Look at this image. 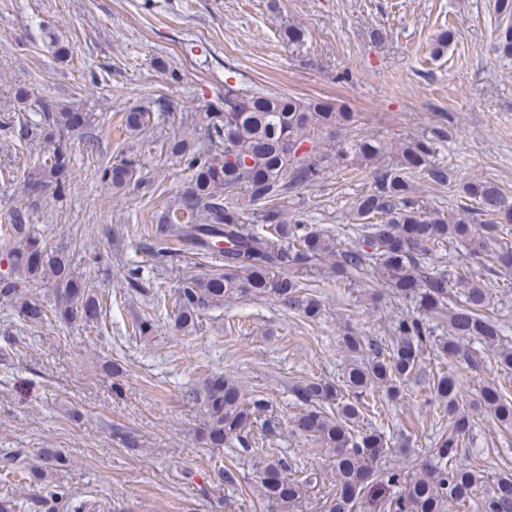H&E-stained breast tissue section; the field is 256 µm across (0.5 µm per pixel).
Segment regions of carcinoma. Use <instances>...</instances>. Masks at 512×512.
<instances>
[{
    "label": "carcinoma",
    "mask_w": 512,
    "mask_h": 512,
    "mask_svg": "<svg viewBox=\"0 0 512 512\" xmlns=\"http://www.w3.org/2000/svg\"><path fill=\"white\" fill-rule=\"evenodd\" d=\"M499 26L493 50L512 64V0H495ZM281 37L292 51L306 47L305 32L283 27ZM38 119L14 127L19 140L39 132L51 149L27 174L24 190L37 202L50 194L63 196L72 153L70 134L91 125L92 114L71 103L42 100ZM151 112L133 108L123 125L132 135L148 132ZM209 144L197 146L177 136L167 141V153L177 158L190 178L178 204L162 211L150 234H139L136 248L159 262L185 252L220 257V270L191 277L178 287L176 330L196 329L201 313L226 296L269 298L307 319L321 311V301L307 292V276L321 263L336 285L364 284L371 299L388 290L414 305L391 326V342L353 329L342 336L350 367L345 386L356 396L374 401L403 397L401 384L421 371L425 352L435 349L450 360H470L464 341L477 339L493 353L496 366L512 370V347L499 348L504 325L491 309V287L481 272L503 277L512 288V195L485 177L472 176L462 186L467 203L445 216L429 201L414 195L419 182L441 185L448 167L439 162L442 135L404 140L387 156L381 140L355 135L339 139L357 123L346 105L303 100L224 86V96L197 113ZM364 163L369 188L350 203L351 223L335 235L309 224L299 211L285 212V203L303 189L319 185L331 166L347 169ZM139 159L123 154L100 171V179L115 193L138 182ZM17 246L8 253L9 270L0 276V296L15 298L21 285L35 288L52 280L55 304L23 299L18 315L42 325L50 319L93 327L100 322L102 299L86 288L69 256L49 240L31 232L28 211L8 216ZM265 229L258 230L256 225ZM448 323V336L436 334ZM434 399L448 415L449 432L429 449L416 470L393 465L382 475L373 463L389 450L385 433L355 431L360 403L342 394L339 386L320 380L297 385L293 394L301 405L294 431L327 449L334 458L336 484L324 512H461L477 504V512H512V474L493 477L482 465L460 459L462 439L473 429L474 414L460 408L462 375L432 376ZM192 400L203 409L200 438L212 448L228 442L251 446V426L268 406L249 399L230 377L220 373L203 379ZM478 408L491 412L503 426H512V398L494 380L479 392ZM40 466L29 480L41 494L37 503L67 496L54 473L61 464L57 452L41 453ZM288 465L278 459L263 463L259 479L263 498L286 508L304 494L310 480L288 477ZM492 483L491 491L483 487Z\"/></svg>",
    "instance_id": "cac0c4a2"
}]
</instances>
